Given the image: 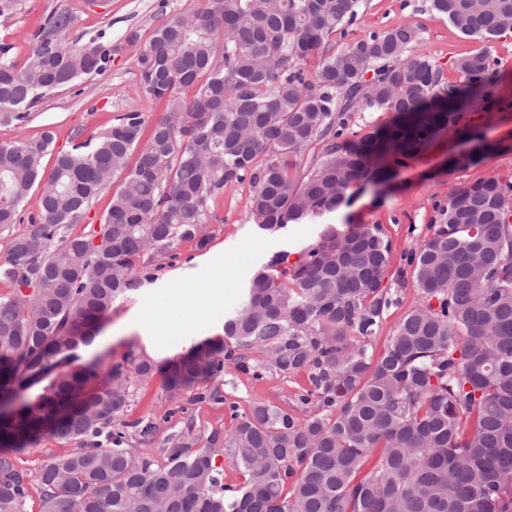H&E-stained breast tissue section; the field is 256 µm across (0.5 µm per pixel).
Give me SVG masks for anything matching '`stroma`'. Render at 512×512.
Segmentation results:
<instances>
[{
    "mask_svg": "<svg viewBox=\"0 0 512 512\" xmlns=\"http://www.w3.org/2000/svg\"><path fill=\"white\" fill-rule=\"evenodd\" d=\"M61 1L78 19L71 39L103 37L112 46L111 65L103 74L78 81L44 100L25 128L0 125V143L20 137L36 140L49 129L55 134L56 151H63L74 137L99 136L121 113L143 111L153 121L163 113V103L149 101L139 91L137 57L169 14L195 6L198 0H105L97 7L88 6L87 0H25L20 13L0 22V42L13 44L15 61L21 63L27 57L24 34L38 27ZM401 23L416 28L418 48L432 56L449 83L460 79L454 68L458 57L488 51L497 62L489 100L476 102L461 114L456 129L439 135L425 150L404 158L383 176L355 186L349 205L303 224H290L274 233L259 229L249 218L250 182L227 185L223 195L210 204L208 246L199 250L194 242H182L177 259L164 264L153 279L138 278L101 321L99 334L111 337V344L84 349L82 362H95L105 369L127 353L141 350L159 360H172L191 355L203 341L222 343L224 322L237 308L253 274L278 250L298 257L329 225L341 230L351 224L379 225L391 243L392 263L385 282L393 284L403 254L431 234L436 204L446 201L455 189L477 181L512 177V34L492 41L464 37L433 14L429 0H361L359 21L347 28L345 36L333 38L329 49L338 51L369 32ZM226 271L235 279L224 290L222 308L200 320L185 314L180 327L173 330L141 325L144 311L164 292H171L174 306H182L191 301L187 285L206 283ZM308 386L303 373L288 377L269 373L256 380L230 366L223 377L200 380L172 399L157 374L133 382L128 417L158 425L144 450L154 463H164L167 438L189 427L197 447L214 448L225 483L239 485L244 476L223 451L231 411L247 412L256 401L292 410ZM207 389L218 390L219 400L201 399Z\"/></svg>",
    "mask_w": 512,
    "mask_h": 512,
    "instance_id": "35a3bbf8",
    "label": "stroma"
}]
</instances>
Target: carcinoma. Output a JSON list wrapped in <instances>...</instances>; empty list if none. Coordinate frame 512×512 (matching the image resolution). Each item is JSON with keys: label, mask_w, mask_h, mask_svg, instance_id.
<instances>
[{"label": "carcinoma", "mask_w": 512, "mask_h": 512, "mask_svg": "<svg viewBox=\"0 0 512 512\" xmlns=\"http://www.w3.org/2000/svg\"><path fill=\"white\" fill-rule=\"evenodd\" d=\"M361 0H202L170 14L137 59L141 94L164 115L125 112L95 139L41 159L54 134L0 143V394L18 397L89 345L134 273L210 240L204 218L224 187L250 180L249 214L275 232L349 201L351 187L425 149L489 95L497 62L459 57L457 84L412 49L407 24L373 31L336 53L329 39L360 18ZM467 37L512 31V0H430ZM64 3L26 39L22 67L0 42V124L24 127L45 97L105 71L112 48L68 32ZM190 96H185L187 90ZM392 120L349 139L356 112ZM144 147H139L142 138ZM139 151L134 165L129 160ZM120 179L98 227L70 233L93 198ZM34 201L31 230L11 234ZM512 182L491 177L436 205L433 232L404 258L416 304L384 352L370 351L385 311L391 244L376 225L324 229L295 262L273 255L224 322L225 349L162 364L129 353L56 374L49 394L0 415V512H512ZM258 350L265 357L245 355ZM260 379L304 372L299 419L255 402L231 413L224 450L242 471L223 482L192 430L155 464L153 422L126 420L129 383L165 374L173 398L228 366ZM45 434L78 441L70 454L22 471L18 455Z\"/></svg>", "instance_id": "carcinoma-1"}]
</instances>
